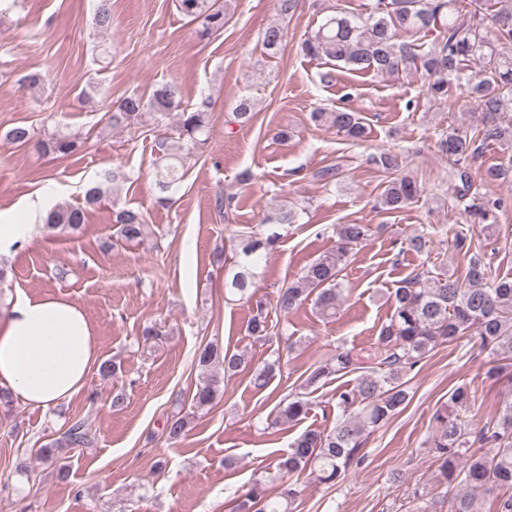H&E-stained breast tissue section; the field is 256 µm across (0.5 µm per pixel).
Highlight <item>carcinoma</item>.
Masks as SVG:
<instances>
[{
    "label": "carcinoma",
    "instance_id": "cac0c4a2",
    "mask_svg": "<svg viewBox=\"0 0 512 512\" xmlns=\"http://www.w3.org/2000/svg\"><path fill=\"white\" fill-rule=\"evenodd\" d=\"M480 0H369L365 16L337 11L324 18L317 29L301 44L302 51L324 59L334 67L353 72H367L385 77L423 71L428 76L427 96L439 103L448 102L457 88L466 87L477 108L483 113L482 128L470 130L461 122L448 129L440 140L442 151L453 159L455 179L453 192L465 201L464 212L482 231L498 224L500 204L477 192H471L472 180L467 161L478 153V143L497 142L512 145V0H498L499 7L490 15L479 10ZM180 12L194 20L202 19L203 33L224 29V10L216 0H178ZM401 31L433 35L429 42H406L398 38ZM285 43L284 29L268 26L262 34V45L272 56ZM478 70L468 72L470 62ZM176 114L172 135L155 142L154 173L160 192H167L186 174L191 151L205 143L210 124L209 106L202 103L194 110L183 107L180 87L173 82L159 84L149 98L129 95L108 111L114 127H127L149 114L157 122H165ZM312 118L320 125L336 129L344 137L357 141L366 135L358 113L343 109H316ZM5 138L13 144L32 142L33 130L27 126L9 129ZM44 154L68 157L79 147L76 137L60 132L49 133L35 142ZM417 181L408 177H392L386 181L377 201V209L386 213L402 211L416 197ZM99 186L85 192L84 204H61L48 215L50 229L78 230L85 222L87 209L102 199ZM298 213L284 205L270 224H295ZM121 239L132 242L147 234L143 213L123 207L115 212ZM336 242L331 250L312 261L295 281L283 286L277 294L276 306L287 314L309 298L325 317L336 315L343 303L342 272L352 251L370 235L367 224H338ZM280 234L272 232L261 239L250 236L240 245L237 259L228 270L225 286L230 292L253 298L251 288L257 277L261 251L273 245ZM429 234L416 232L403 240L401 249L417 254L425 252ZM453 246L471 254L464 278L443 272L429 275L423 271L397 282L390 294L391 314L381 324L377 336L376 366L362 369L357 355L340 351L332 359L317 366L306 379V386L318 384L331 376L338 378L358 373L354 384L337 394L341 415L334 427L310 429L290 444L286 453L275 461L272 477L284 480L306 470L324 482H334L348 468L361 461L359 453L371 432L385 424L408 403L410 372L438 345L472 336L489 350L491 361L512 360V278L490 279V267L478 253H471L467 234L457 230ZM247 332L258 339L274 334L266 304L255 301ZM198 364L207 371L203 384L197 387L192 406L202 409L212 405L224 392V377L236 374L244 358L238 353L221 350L208 343L198 353ZM278 363L266 362L252 369L251 383L257 389L267 387L274 378ZM469 401L467 387H456L448 404L435 413L437 423L432 447L439 470L448 486V512H482L480 496L500 492L493 505L495 512H512V402L505 404L501 416L484 423L475 438L487 447L483 454L462 452L468 435L458 418V411ZM309 403L296 395L279 412L278 422L288 424L308 413ZM190 424L188 415H174L165 433L169 441L185 435ZM94 438L79 419L71 423L59 438L36 449L34 455L16 458L15 469L25 473L40 460L55 465L58 480L70 476V466L59 451L64 448H91ZM299 494L294 484L281 485L279 496L266 495L265 478L236 500L233 512H292L291 505Z\"/></svg>",
    "mask_w": 512,
    "mask_h": 512
}]
</instances>
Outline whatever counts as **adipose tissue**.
Instances as JSON below:
<instances>
[{
  "mask_svg": "<svg viewBox=\"0 0 512 512\" xmlns=\"http://www.w3.org/2000/svg\"><path fill=\"white\" fill-rule=\"evenodd\" d=\"M99 364L92 326L70 300L24 296L0 320V388L31 406L70 399Z\"/></svg>",
  "mask_w": 512,
  "mask_h": 512,
  "instance_id": "1",
  "label": "adipose tissue"
}]
</instances>
